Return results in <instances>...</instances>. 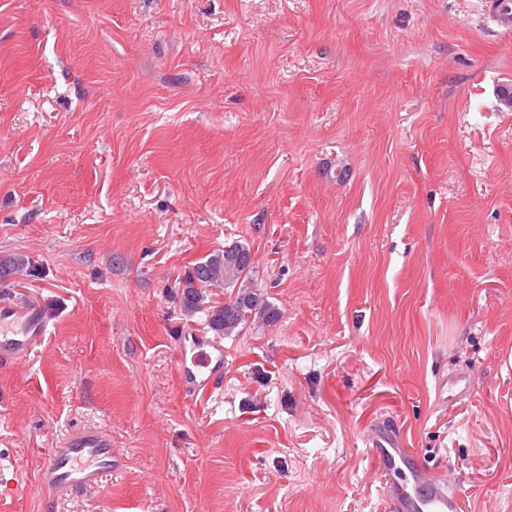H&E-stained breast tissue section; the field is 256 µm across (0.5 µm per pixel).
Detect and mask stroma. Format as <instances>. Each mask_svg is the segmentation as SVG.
I'll use <instances>...</instances> for the list:
<instances>
[{
  "mask_svg": "<svg viewBox=\"0 0 512 512\" xmlns=\"http://www.w3.org/2000/svg\"><path fill=\"white\" fill-rule=\"evenodd\" d=\"M480 0H0V512H399L381 435L512 512V33ZM250 246L241 335L178 281ZM224 373L182 393L176 340ZM112 435L49 495L57 439ZM33 266L23 253H9L0 255V282L10 281L23 275L34 276ZM45 331L46 324L38 310L0 307V366L15 365ZM112 439L101 428L86 427L70 434L60 448H49L39 473L40 485L68 492L98 485L112 470Z\"/></svg>",
  "mask_w": 512,
  "mask_h": 512,
  "instance_id": "obj_1",
  "label": "stroma"
}]
</instances>
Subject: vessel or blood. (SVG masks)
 <instances>
[{
	"mask_svg": "<svg viewBox=\"0 0 512 512\" xmlns=\"http://www.w3.org/2000/svg\"><path fill=\"white\" fill-rule=\"evenodd\" d=\"M482 13L503 32L512 31V0H482ZM46 324L35 309L0 307V366L10 367L42 338ZM224 366L222 348L198 339L182 348L179 372L186 393L196 394ZM115 453L110 436L100 428L86 427L70 434L63 445L49 449L39 473L40 485L68 492L100 483L110 471ZM408 512H450L455 485L441 482L426 496H404Z\"/></svg>",
	"mask_w": 512,
	"mask_h": 512,
	"instance_id": "vessel-or-blood-1",
	"label": "vessel or blood"
}]
</instances>
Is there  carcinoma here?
<instances>
[{
  "mask_svg": "<svg viewBox=\"0 0 512 512\" xmlns=\"http://www.w3.org/2000/svg\"><path fill=\"white\" fill-rule=\"evenodd\" d=\"M254 272L248 245L233 241L209 253L179 281L180 303L188 316L205 313L210 329L218 336H237L257 314L270 315L272 307L250 287ZM30 260L23 253L0 255V282L32 275ZM225 289L224 306L210 299L209 289Z\"/></svg>",
  "mask_w": 512,
  "mask_h": 512,
  "instance_id": "carcinoma-1",
  "label": "carcinoma"
}]
</instances>
